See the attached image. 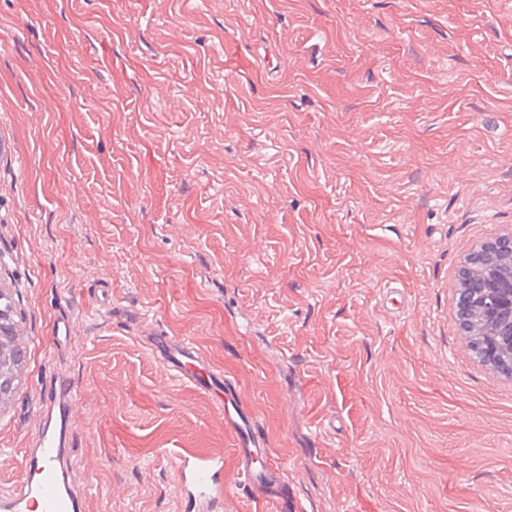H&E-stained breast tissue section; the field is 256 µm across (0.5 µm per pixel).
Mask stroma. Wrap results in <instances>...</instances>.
<instances>
[{
    "instance_id": "stroma-1",
    "label": "stroma",
    "mask_w": 512,
    "mask_h": 512,
    "mask_svg": "<svg viewBox=\"0 0 512 512\" xmlns=\"http://www.w3.org/2000/svg\"><path fill=\"white\" fill-rule=\"evenodd\" d=\"M1 133L0 487L67 377L83 512H185L184 450L273 512L162 333L237 380L300 512H512V378L455 316L512 231V0H0ZM487 252L490 256V263L484 269V276L489 280H499L502 278L504 274L508 273L510 258L507 254L500 253L495 247L493 243H487L482 246V249ZM483 250H477L471 253L467 263V269L470 273L467 284L464 288H458V296L456 301V312L459 319L463 322H468V324L462 326L464 332L466 333V337L468 339V346L472 354L478 359L479 362H482L489 369L494 370L503 375H510L512 377V369L508 368L507 364L501 363H487L480 354L479 346L480 341L479 337L482 334L483 324L481 319L478 316H474L472 319V315L475 314V298L474 291L476 288H481V295H486L489 291L487 288V283L483 275L481 274V270L485 264V252ZM471 319V320H470ZM20 318V326L23 327L24 315L19 312ZM19 322L15 319V315H12V332L11 336L3 337L0 335V374L2 376L3 372L6 370H10L16 363L15 360V346H16V338L20 331Z\"/></svg>"
}]
</instances>
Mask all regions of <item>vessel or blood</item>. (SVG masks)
Listing matches in <instances>:
<instances>
[{
    "instance_id": "obj_1",
    "label": "vessel or blood",
    "mask_w": 512,
    "mask_h": 512,
    "mask_svg": "<svg viewBox=\"0 0 512 512\" xmlns=\"http://www.w3.org/2000/svg\"><path fill=\"white\" fill-rule=\"evenodd\" d=\"M147 346L179 380L208 397L224 417V426L235 436L237 475L253 496L271 504L275 512H300L289 491L284 468L272 459L267 439L257 427L254 412L245 405L237 385L223 371L204 360L199 350L177 336H152ZM77 393L71 381H61L44 393L42 431L26 451L20 484L0 493V512H82L83 489L69 480L67 450L73 444L70 429ZM178 478L186 487L195 512L224 503V484L215 464L185 452L178 457Z\"/></svg>"
}]
</instances>
